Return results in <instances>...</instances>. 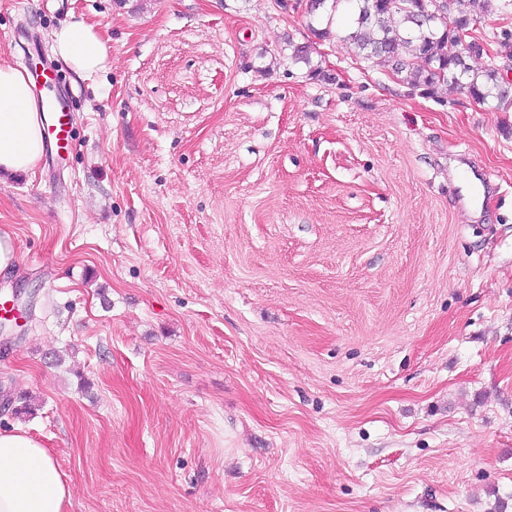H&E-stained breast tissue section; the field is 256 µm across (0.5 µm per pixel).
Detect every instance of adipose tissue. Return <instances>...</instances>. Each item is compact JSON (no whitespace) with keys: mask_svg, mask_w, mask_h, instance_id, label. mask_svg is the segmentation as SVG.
<instances>
[{"mask_svg":"<svg viewBox=\"0 0 512 512\" xmlns=\"http://www.w3.org/2000/svg\"><path fill=\"white\" fill-rule=\"evenodd\" d=\"M54 55L86 77L112 59L94 25L70 21L52 33ZM44 116L27 72L0 61V173H32L45 152ZM70 490L47 448L21 431L0 432V512H65Z\"/></svg>","mask_w":512,"mask_h":512,"instance_id":"obj_1","label":"adipose tissue"}]
</instances>
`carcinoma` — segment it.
I'll list each match as a JSON object with an SVG mask.
<instances>
[{
  "label": "carcinoma",
  "mask_w": 512,
  "mask_h": 512,
  "mask_svg": "<svg viewBox=\"0 0 512 512\" xmlns=\"http://www.w3.org/2000/svg\"><path fill=\"white\" fill-rule=\"evenodd\" d=\"M344 0H307L315 15L330 8L332 24ZM351 25L346 37L356 55L376 66L388 67L413 87L431 90L445 84L495 110L512 108V87L495 70L477 72L468 63L462 36L485 0H451L452 21L426 15L428 0H349Z\"/></svg>",
  "instance_id": "cac0c4a2"
}]
</instances>
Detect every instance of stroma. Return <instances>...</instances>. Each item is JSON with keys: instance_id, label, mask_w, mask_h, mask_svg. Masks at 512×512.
I'll use <instances>...</instances> for the list:
<instances>
[{"instance_id": "1", "label": "stroma", "mask_w": 512, "mask_h": 512, "mask_svg": "<svg viewBox=\"0 0 512 512\" xmlns=\"http://www.w3.org/2000/svg\"><path fill=\"white\" fill-rule=\"evenodd\" d=\"M73 19L107 72L57 62ZM348 31L306 0H0V58L73 119L0 178V394L35 404L0 430L66 512H512V110ZM506 32L488 0L471 36ZM52 38L54 55L79 77L105 72L112 65L107 41L94 25L66 22L53 31Z\"/></svg>"}]
</instances>
